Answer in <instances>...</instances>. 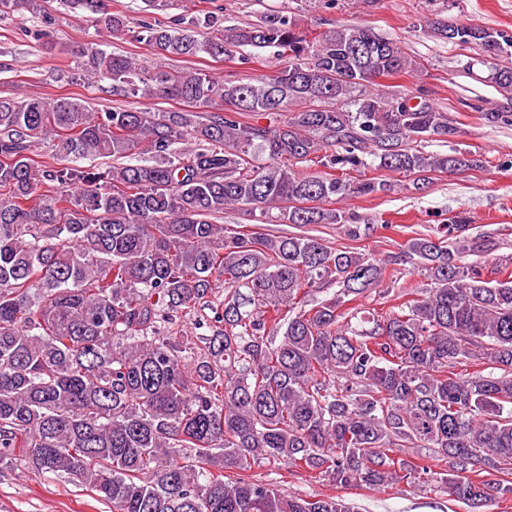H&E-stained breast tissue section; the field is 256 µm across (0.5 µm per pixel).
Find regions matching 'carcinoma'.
<instances>
[{"mask_svg": "<svg viewBox=\"0 0 512 512\" xmlns=\"http://www.w3.org/2000/svg\"><path fill=\"white\" fill-rule=\"evenodd\" d=\"M66 3L104 15L103 40L134 32L163 59H231L252 46L288 62L241 82L150 69L88 43L81 68L113 97L197 110L0 97V470L21 460L65 475L112 512H352L340 497L253 478L262 463L340 488H440L473 509L512 499V273L466 261L491 247L465 239V217L408 241L399 259L427 287L398 289L383 315L343 306L381 285L390 260L218 223L235 207L258 226L344 224L355 238L360 227L333 204L396 184L345 167L368 157L420 176L479 167L471 152L417 149L458 129L431 103L380 90L377 80L412 74L416 61L356 25L310 38L279 14L135 24L105 0ZM40 9L0 0V13ZM426 27L482 50L506 99L483 119L512 126V63L502 62L512 35ZM260 112L288 119L244 120ZM41 140L52 154L34 153ZM98 159L111 164L80 165ZM204 306L202 333L177 329ZM398 448H428L448 470Z\"/></svg>", "mask_w": 512, "mask_h": 512, "instance_id": "1", "label": "carcinoma"}]
</instances>
